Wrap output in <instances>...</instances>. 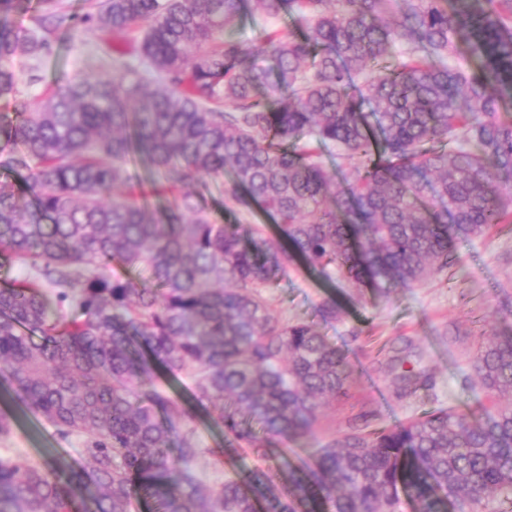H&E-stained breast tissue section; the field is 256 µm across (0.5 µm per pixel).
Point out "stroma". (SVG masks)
<instances>
[{"instance_id":"1","label":"stroma","mask_w":512,"mask_h":512,"mask_svg":"<svg viewBox=\"0 0 512 512\" xmlns=\"http://www.w3.org/2000/svg\"><path fill=\"white\" fill-rule=\"evenodd\" d=\"M77 20L62 32L50 52L34 61L15 59L20 90L40 98L45 87L65 78L95 73L120 74L106 52L108 36L80 22L85 0H61ZM41 80L30 83L31 71ZM457 263L413 288L397 289L389 299L358 294L342 282L328 283L301 267H290L274 293L273 312L299 322L313 318L315 307L335 298L342 308L340 320L319 329L343 349L353 371L349 396L331 402L323 411L318 429L303 443L285 445L289 461L309 462V451L328 440L353 431L368 432L392 426L437 408H455L477 414L493 407L498 397L486 390L473 370L478 348L503 327L512 328V227L501 224L484 236L460 244ZM401 358L405 366L420 365L432 376L427 394L398 397L389 365ZM12 417V431L0 436V451L34 460L57 458L63 465L83 463L79 439H60L53 427L33 416L0 379V413ZM196 438L208 448L224 449L223 466L203 457L197 468L211 482L225 474L253 468L257 460L244 447L225 446L219 426L206 417L193 423Z\"/></svg>"}]
</instances>
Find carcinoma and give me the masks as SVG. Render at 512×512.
<instances>
[{"label": "carcinoma", "mask_w": 512, "mask_h": 512, "mask_svg": "<svg viewBox=\"0 0 512 512\" xmlns=\"http://www.w3.org/2000/svg\"><path fill=\"white\" fill-rule=\"evenodd\" d=\"M0 59L36 58L76 16L39 0L36 27L9 23ZM271 65L237 38L246 14ZM132 45L139 66L68 79L34 102L0 66V376L87 463L0 455V512H512V332L477 352L482 385L509 403L448 409L220 483L195 464L204 412L224 438L273 458L348 396L346 353L313 322L289 324L264 291L299 260L379 297L448 269L456 244L512 224V0H96L82 16ZM458 62L447 64L445 57ZM334 146L345 185L325 171ZM170 189L222 179L224 213L196 196L124 191L130 167ZM259 210L269 236L243 224ZM128 271L112 274V262ZM330 323L332 297L315 310ZM193 381L188 405L159 372ZM424 371L395 379L401 396Z\"/></svg>", "instance_id": "carcinoma-1"}]
</instances>
